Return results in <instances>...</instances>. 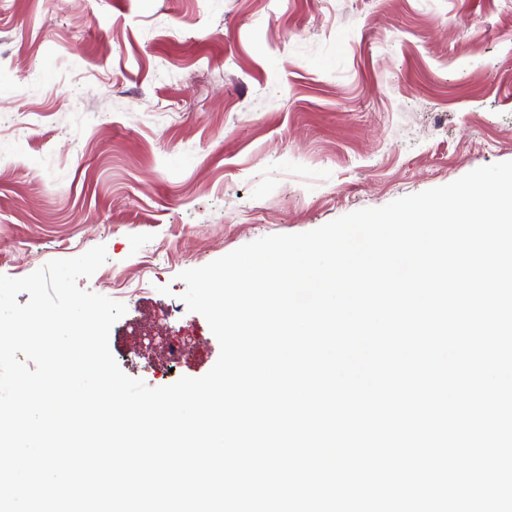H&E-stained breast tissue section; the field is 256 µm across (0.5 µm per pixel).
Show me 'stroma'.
I'll return each instance as SVG.
<instances>
[{
    "instance_id": "stroma-1",
    "label": "stroma",
    "mask_w": 512,
    "mask_h": 512,
    "mask_svg": "<svg viewBox=\"0 0 512 512\" xmlns=\"http://www.w3.org/2000/svg\"><path fill=\"white\" fill-rule=\"evenodd\" d=\"M0 126V275L105 246L121 370L198 378L180 272L512 161V0H0Z\"/></svg>"
}]
</instances>
